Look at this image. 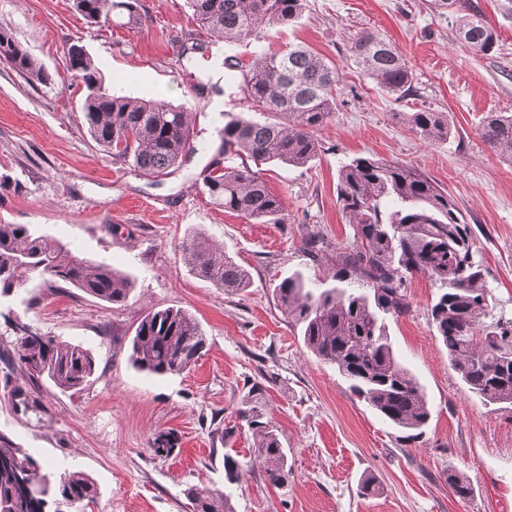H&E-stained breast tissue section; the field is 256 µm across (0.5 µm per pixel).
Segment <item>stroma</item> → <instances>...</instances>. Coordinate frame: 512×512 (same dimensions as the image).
Here are the masks:
<instances>
[{
    "mask_svg": "<svg viewBox=\"0 0 512 512\" xmlns=\"http://www.w3.org/2000/svg\"><path fill=\"white\" fill-rule=\"evenodd\" d=\"M476 2L498 30L499 54L460 44L451 16L431 0H308L294 22L264 29L257 41L202 34L209 57L193 70L178 61L184 33L195 27L185 0H140L139 24L109 27L87 24L73 0H0V27L50 77L31 85L0 63V223L34 225L131 282L122 306L74 288L0 297V433L53 472L80 470L97 486L94 503L62 512H190L184 491L194 484L230 494L235 512H512V412L485 405L449 365L430 315L436 283L409 278L410 312L385 319L431 413L418 434L385 423L353 396L333 366L307 351L273 295L294 273L322 278L352 243L353 224L337 202L338 169L371 155L411 165L448 190L487 269L493 314L512 319V159L479 137L489 113H512V19L501 16L500 0ZM365 32L405 55L410 93L390 96L352 64L351 41ZM76 40L106 84L193 112L197 150L170 175L142 176L91 140L65 68ZM300 43L340 74L336 110L315 132L320 151L303 165L255 164L282 200V223L226 212L208 197L203 172L225 113L255 111L240 82L225 81L223 62ZM198 69L223 84V94L197 103L190 86ZM425 106L447 115V140L428 145L410 132L406 114ZM192 232L248 270L246 288L226 293L193 273L177 249ZM312 240L321 248H309ZM153 306L187 310L206 336L202 356L182 374L151 376L128 360L135 328ZM20 324L89 349L92 384L74 393L30 381L13 358ZM256 386L290 469L281 487L268 482L239 414ZM162 432L174 445L167 455L151 448ZM228 455L244 465L232 484ZM452 470L470 479L471 500L452 495ZM366 477L375 478L376 494H361Z\"/></svg>",
    "mask_w": 512,
    "mask_h": 512,
    "instance_id": "obj_1",
    "label": "stroma"
}]
</instances>
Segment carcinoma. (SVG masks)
Segmentation results:
<instances>
[{
    "label": "carcinoma",
    "mask_w": 512,
    "mask_h": 512,
    "mask_svg": "<svg viewBox=\"0 0 512 512\" xmlns=\"http://www.w3.org/2000/svg\"><path fill=\"white\" fill-rule=\"evenodd\" d=\"M307 0H187L198 26L222 39L259 40L266 27L286 25L302 14ZM75 11L88 23L127 25L140 22L138 0H74ZM455 31L462 44L482 56L499 50L495 27L474 5H460ZM203 44L185 34L180 61L197 63ZM350 60L379 88L402 96L413 72L389 39L366 32L351 43ZM0 61L31 83H45L42 65L5 29L0 28ZM66 70L84 90L82 110L92 140L112 158L129 163L140 174H169L197 150L192 113L161 97L115 96L106 87L84 46L71 43ZM243 90L271 117L254 121L227 116L219 131L218 156L203 177L209 197L247 219H276L283 212L280 196L257 172L236 159L303 165L320 146L314 131L336 106L339 74L328 59L303 45L282 53L255 51L242 74ZM409 129L423 142L448 139L450 126L441 112L419 110L406 116ZM491 151L512 157V114L495 112L480 129ZM337 200L353 218L354 242L336 255L331 287L301 274L283 279L274 289L288 322L300 330L303 344L317 359L336 368L350 390L388 424L419 430L430 411L423 390L400 363L389 340L384 316L399 317L410 309L407 277L423 274L439 283L442 293L431 307L436 336L448 361L469 391L495 410H512V321L493 319L490 289L476 260L475 241L455 202L416 169L372 156L342 165ZM180 249L194 273L224 292L243 288L247 271L214 251L204 235L185 238ZM50 289L76 288L112 305H123L131 284L104 261L84 257L77 249L38 232L30 224H0V295L28 290L35 281ZM17 355L29 374L47 378L63 391H80L92 378L96 361L80 344L45 336L18 326ZM206 336L196 319L177 307L153 308L138 323L130 341L129 360L150 375H179L202 355ZM249 429L259 436L257 451L274 485L288 482L287 458L277 430L257 399L242 410ZM448 486L460 500L473 496L465 476L448 473ZM97 488L90 476L73 471L54 477L27 449L0 433V512H60L50 507L66 499L94 502ZM191 512H234L226 494L191 485L185 490Z\"/></svg>",
    "instance_id": "obj_1"
}]
</instances>
